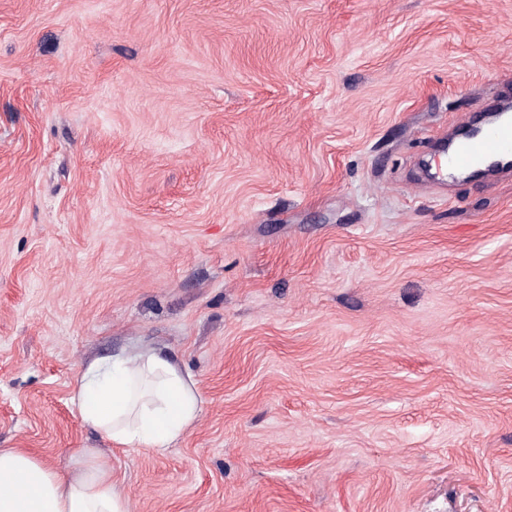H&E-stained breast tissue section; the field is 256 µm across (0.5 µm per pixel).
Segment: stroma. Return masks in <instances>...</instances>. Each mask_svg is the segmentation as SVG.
Returning a JSON list of instances; mask_svg holds the SVG:
<instances>
[{
    "label": "stroma",
    "instance_id": "1",
    "mask_svg": "<svg viewBox=\"0 0 512 512\" xmlns=\"http://www.w3.org/2000/svg\"><path fill=\"white\" fill-rule=\"evenodd\" d=\"M512 99V0H0V448L131 512H512V174L423 181ZM135 347L162 454L71 402ZM83 426L110 444L163 453L200 418L193 377L152 348L82 368L72 397Z\"/></svg>",
    "mask_w": 512,
    "mask_h": 512
}]
</instances>
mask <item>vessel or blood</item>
I'll list each match as a JSON object with an SVG mask.
<instances>
[{
	"label": "vessel or blood",
	"mask_w": 512,
	"mask_h": 512,
	"mask_svg": "<svg viewBox=\"0 0 512 512\" xmlns=\"http://www.w3.org/2000/svg\"><path fill=\"white\" fill-rule=\"evenodd\" d=\"M444 163L456 170L489 166L512 167V122L497 121L478 135H464L452 140Z\"/></svg>",
	"instance_id": "vessel-or-blood-1"
}]
</instances>
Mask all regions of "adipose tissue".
<instances>
[{"label":"adipose tissue","mask_w":512,"mask_h":512,"mask_svg":"<svg viewBox=\"0 0 512 512\" xmlns=\"http://www.w3.org/2000/svg\"><path fill=\"white\" fill-rule=\"evenodd\" d=\"M71 400L82 425L109 443L158 454L187 434L204 404L193 377L147 347L82 368ZM0 512H130V501L103 461L68 473L0 448Z\"/></svg>","instance_id":"ef3b65f1"}]
</instances>
